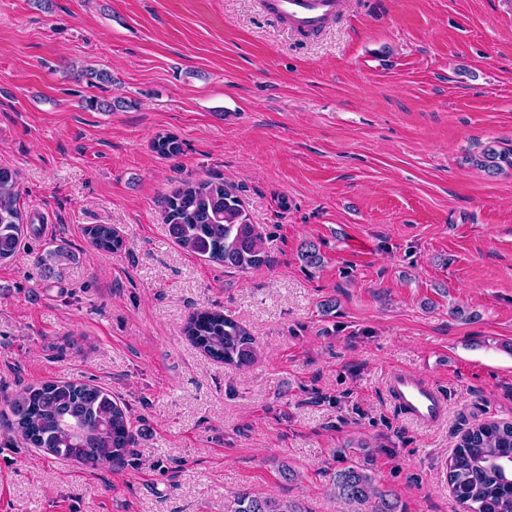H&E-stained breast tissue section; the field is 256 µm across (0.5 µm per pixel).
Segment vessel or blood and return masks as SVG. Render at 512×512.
Here are the masks:
<instances>
[{
    "mask_svg": "<svg viewBox=\"0 0 512 512\" xmlns=\"http://www.w3.org/2000/svg\"><path fill=\"white\" fill-rule=\"evenodd\" d=\"M266 12L300 33L325 27L342 8V0H263ZM393 398L417 424L428 428L442 417L445 405L440 394L415 375L402 370L389 378Z\"/></svg>",
    "mask_w": 512,
    "mask_h": 512,
    "instance_id": "1",
    "label": "vessel or blood"
}]
</instances>
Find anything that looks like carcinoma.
<instances>
[{
  "label": "carcinoma",
  "instance_id": "carcinoma-1",
  "mask_svg": "<svg viewBox=\"0 0 512 512\" xmlns=\"http://www.w3.org/2000/svg\"><path fill=\"white\" fill-rule=\"evenodd\" d=\"M152 147L163 158L181 154L180 141L167 133L156 135ZM477 168L497 174L512 168V149L492 141L479 156ZM18 173L0 167V262L16 257L30 221L18 199ZM167 231L182 249L241 271L267 265L265 237L250 222L236 191L222 181H186L161 201ZM91 245L101 251L123 249V236L110 224L87 229ZM309 267L322 264L311 242L300 251ZM192 344L226 365L256 362L259 350L249 329L223 312L203 309L184 327ZM12 427L34 448L66 461L98 468L121 462L135 437L124 409L104 389L84 382L55 381L22 388L5 399ZM329 488L349 512H402L398 496L382 490L359 465L328 473ZM448 484L467 512H512V422L488 421L462 435L448 462ZM234 512H301L298 503L235 493Z\"/></svg>",
  "mask_w": 512,
  "mask_h": 512
}]
</instances>
